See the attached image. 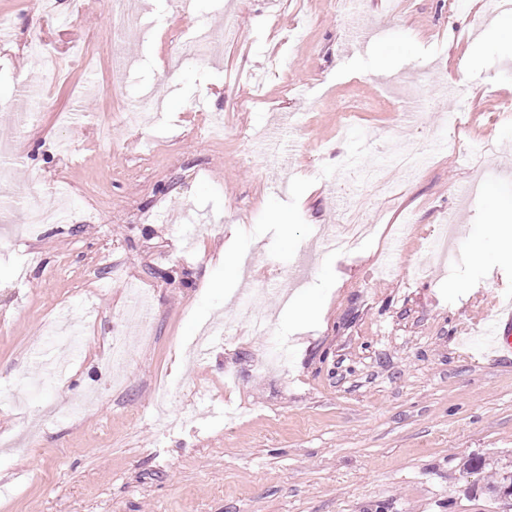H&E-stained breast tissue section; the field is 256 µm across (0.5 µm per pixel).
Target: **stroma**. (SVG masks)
I'll return each instance as SVG.
<instances>
[{"label":"stroma","instance_id":"35a3bbf8","mask_svg":"<svg viewBox=\"0 0 512 512\" xmlns=\"http://www.w3.org/2000/svg\"><path fill=\"white\" fill-rule=\"evenodd\" d=\"M37 2L0 0V166L26 189L0 212V512H512L488 491L512 472V355L482 332L512 293L487 223L512 207V14L141 0L116 80L106 0ZM227 26L222 53L187 49ZM399 83L433 92L419 122ZM410 145L430 155L413 176L388 165ZM347 206L382 224L339 253ZM27 207L66 215L28 234ZM142 294L149 335L107 360Z\"/></svg>","mask_w":512,"mask_h":512}]
</instances>
